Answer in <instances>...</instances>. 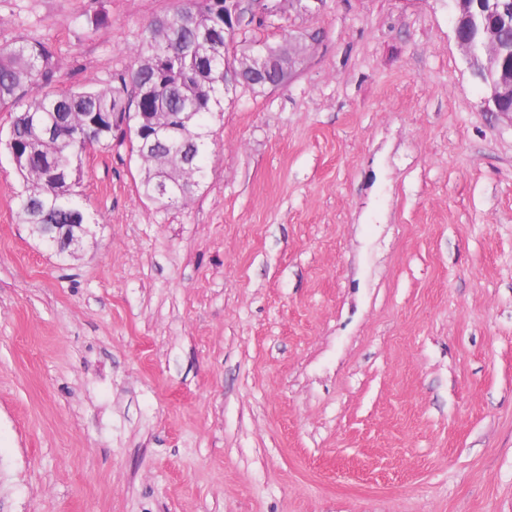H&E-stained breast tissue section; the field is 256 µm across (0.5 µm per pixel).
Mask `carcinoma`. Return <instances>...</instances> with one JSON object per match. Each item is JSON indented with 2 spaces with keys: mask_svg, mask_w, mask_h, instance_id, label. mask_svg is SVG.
<instances>
[{
  "mask_svg": "<svg viewBox=\"0 0 512 512\" xmlns=\"http://www.w3.org/2000/svg\"><path fill=\"white\" fill-rule=\"evenodd\" d=\"M473 35L485 27L503 32L498 59L484 84L499 90L512 78V0H486ZM226 0H179L170 13L153 18L130 48L136 67L111 72L66 90L53 86L60 69L52 46L40 40L0 42V111L13 114L7 146L21 180L17 215L23 224H93L80 191L82 155L92 147L108 149L112 140L129 141L140 166V191L161 206L187 205L206 177L211 131L207 117L224 111V66L260 60L267 55L288 59L281 44L263 43L249 54L230 58L239 18L224 27ZM211 42L202 48L199 35ZM123 112H165L173 129L156 144L127 136L114 121ZM196 145L197 173L192 183L171 175L184 167L185 143Z\"/></svg>",
  "mask_w": 512,
  "mask_h": 512,
  "instance_id": "cac0c4a2",
  "label": "carcinoma"
}]
</instances>
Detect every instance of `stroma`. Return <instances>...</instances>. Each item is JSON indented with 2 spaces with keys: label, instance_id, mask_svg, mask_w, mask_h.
I'll return each mask as SVG.
<instances>
[{
  "label": "stroma",
  "instance_id": "stroma-1",
  "mask_svg": "<svg viewBox=\"0 0 512 512\" xmlns=\"http://www.w3.org/2000/svg\"><path fill=\"white\" fill-rule=\"evenodd\" d=\"M176 5L0 0V41L77 87ZM241 6L238 46L317 40L226 94L189 205L92 148L97 222L57 256L0 112V512H512V120L453 0ZM473 0H455L457 4V16L455 19L454 32L457 43L464 50L468 63L473 66L478 59V47L471 40L462 20L468 16L470 4Z\"/></svg>",
  "mask_w": 512,
  "mask_h": 512
}]
</instances>
